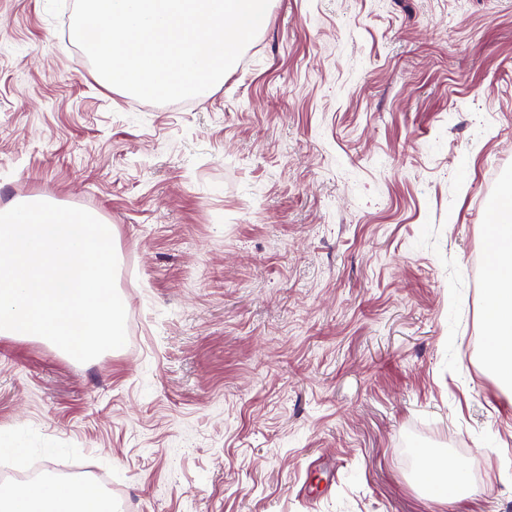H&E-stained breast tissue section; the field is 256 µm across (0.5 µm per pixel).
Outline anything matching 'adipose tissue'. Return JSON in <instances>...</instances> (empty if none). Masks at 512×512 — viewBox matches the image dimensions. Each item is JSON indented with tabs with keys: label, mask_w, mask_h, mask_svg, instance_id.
Listing matches in <instances>:
<instances>
[{
	"label": "adipose tissue",
	"mask_w": 512,
	"mask_h": 512,
	"mask_svg": "<svg viewBox=\"0 0 512 512\" xmlns=\"http://www.w3.org/2000/svg\"><path fill=\"white\" fill-rule=\"evenodd\" d=\"M489 270L484 284L483 323L486 361L495 379L512 386V201L504 203L488 226ZM418 480L431 495L448 503L475 492L464 463L448 466L425 457ZM0 512H109L93 481L52 476L20 485H0Z\"/></svg>",
	"instance_id": "1"
}]
</instances>
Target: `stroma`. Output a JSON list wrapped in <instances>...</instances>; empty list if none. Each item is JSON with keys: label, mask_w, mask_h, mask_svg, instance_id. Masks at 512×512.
<instances>
[{"label": "stroma", "mask_w": 512, "mask_h": 512, "mask_svg": "<svg viewBox=\"0 0 512 512\" xmlns=\"http://www.w3.org/2000/svg\"><path fill=\"white\" fill-rule=\"evenodd\" d=\"M73 0H0V206L113 229L127 343L0 337V431L115 512H512L482 361L484 200L512 188V0H272L222 84L134 102ZM480 470L427 496L414 449Z\"/></svg>", "instance_id": "obj_1"}]
</instances>
